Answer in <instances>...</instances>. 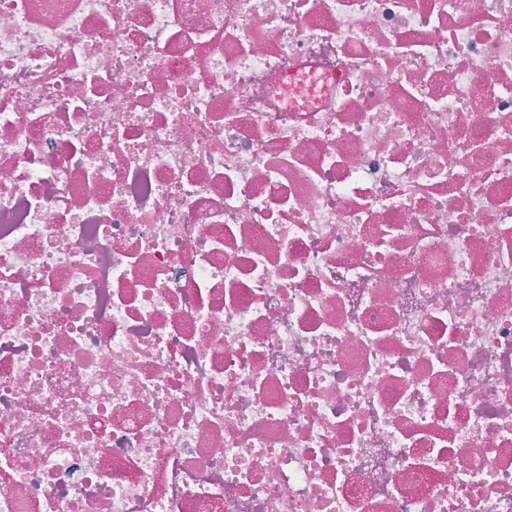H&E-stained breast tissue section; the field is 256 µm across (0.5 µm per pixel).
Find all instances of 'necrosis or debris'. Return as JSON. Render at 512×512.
<instances>
[{
  "label": "necrosis or debris",
  "instance_id": "1",
  "mask_svg": "<svg viewBox=\"0 0 512 512\" xmlns=\"http://www.w3.org/2000/svg\"><path fill=\"white\" fill-rule=\"evenodd\" d=\"M0 512H512V0H0Z\"/></svg>",
  "mask_w": 512,
  "mask_h": 512
}]
</instances>
